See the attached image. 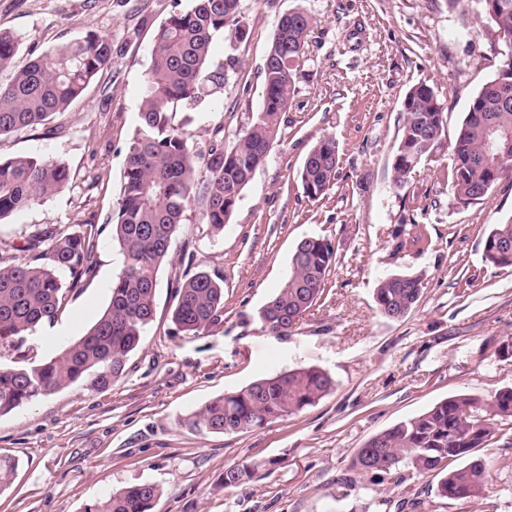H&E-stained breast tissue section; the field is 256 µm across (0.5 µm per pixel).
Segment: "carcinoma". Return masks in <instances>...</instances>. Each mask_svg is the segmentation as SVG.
Here are the masks:
<instances>
[{"mask_svg": "<svg viewBox=\"0 0 512 512\" xmlns=\"http://www.w3.org/2000/svg\"><path fill=\"white\" fill-rule=\"evenodd\" d=\"M486 15L498 31L512 34V0H484ZM284 38L271 43L264 65V97L260 112L238 141L210 150L205 161L209 183L197 192L195 171L200 155L172 115L201 101L224 85V66L211 61L214 37L226 33L236 40L245 34L240 0H193L192 7L171 15L157 29L150 66L142 86L139 127L126 148V167L118 207L110 219L112 240L123 265L112 280L108 307L78 341L60 354L28 366L0 363V415L41 396L88 380L97 390L119 378L129 355L137 349L153 321L158 272L166 261L176 228L197 199L202 220L221 233L243 188L251 181L274 143L281 137V114L294 84V64L305 53L312 18L301 10L277 22ZM20 37L0 29V70L12 65ZM112 64V43L88 33L54 47L14 71L0 85V136L40 124L63 112ZM512 79V62L487 81L472 100L451 149L448 183L460 202L482 201L512 170V91L500 76ZM404 121L391 162L392 182L405 183L409 173L433 154L444 124V107L433 88L413 86L403 102ZM338 149L329 136L319 138L300 170L310 198L326 193L336 178ZM67 167L37 156L0 160V219L64 189ZM24 246L32 252L22 265L0 263V349L16 348L22 336L52 323L82 279L92 275L97 242L92 232L48 236ZM485 262L512 267V220L495 224L488 233ZM336 252L325 239H302L292 254L288 275L260 308L258 318L271 333L294 328L324 293ZM69 273L64 283L61 273ZM421 277L389 275L381 279L374 301L381 314L399 318L420 298ZM172 321L181 331L201 332L224 316L222 280L199 271L177 281ZM334 387L331 376L317 367H298L256 380L208 402L186 419L197 433H242L262 428L316 404ZM512 416V387L484 405L462 394L372 436L358 449L353 475L342 479L346 489L357 476L377 484L399 485L401 468L442 473L437 493L442 499L465 500L486 487L487 467L480 450L501 440L512 444L509 429L492 422ZM267 463L250 461L224 470V487H240L258 477ZM17 463L0 456V491L11 485ZM161 495L152 483L128 485L84 512H153Z\"/></svg>", "mask_w": 512, "mask_h": 512, "instance_id": "cac0c4a2", "label": "carcinoma"}]
</instances>
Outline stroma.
Wrapping results in <instances>:
<instances>
[{"instance_id": "stroma-1", "label": "stroma", "mask_w": 512, "mask_h": 512, "mask_svg": "<svg viewBox=\"0 0 512 512\" xmlns=\"http://www.w3.org/2000/svg\"><path fill=\"white\" fill-rule=\"evenodd\" d=\"M192 0H0V28L20 35L15 66L93 31L112 42V64L80 99L45 124L0 137V158L63 162L62 191L0 219V260L24 262L38 230L97 232L93 276L69 293L53 323L25 336L39 362L84 336L106 309L123 256L108 220L120 197L126 146L154 34ZM301 9L314 20L282 115L281 139L242 190L223 233L192 206L158 273L154 317L123 374L104 391L81 381L0 416V456L17 460L0 512H83L122 487L162 489L155 512H397L404 489L433 512H512V445L483 449L487 486L475 500H442L434 473L405 470L402 485L342 478L378 432L437 402L471 394L482 402L512 386V267L483 257L495 224L512 219V178L483 201L462 204L448 188L456 131L480 88L512 51L478 0H240L244 39L221 34L213 63L223 89L173 122L205 154L232 146L264 94L263 67L277 20ZM431 86L445 122L432 156L391 183L402 106L415 85ZM338 147L327 193L307 196L299 178L314 142ZM421 230L412 244L409 235ZM307 237L330 241L336 261L319 302L287 336L269 334L258 309L280 288ZM200 270L224 281V317L201 333L171 318L173 287ZM390 274L422 277L404 317L374 302ZM316 366L335 381L315 405L253 431L199 434L184 421L212 398L261 378ZM266 461L256 481L228 489L225 468Z\"/></svg>"}]
</instances>
